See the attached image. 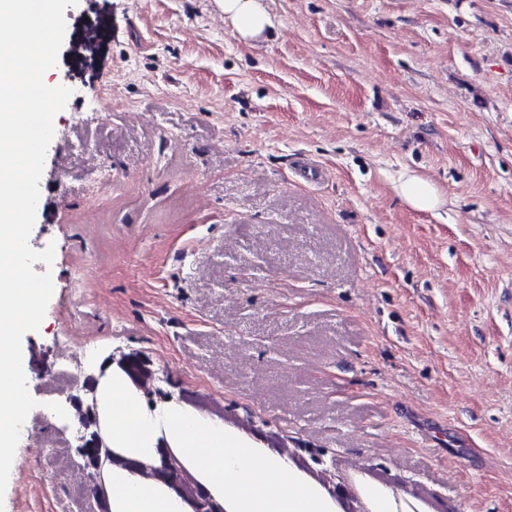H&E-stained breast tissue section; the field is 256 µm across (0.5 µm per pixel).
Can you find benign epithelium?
<instances>
[{"mask_svg": "<svg viewBox=\"0 0 512 512\" xmlns=\"http://www.w3.org/2000/svg\"><path fill=\"white\" fill-rule=\"evenodd\" d=\"M82 372L84 393L68 397V417L77 427V467L85 476L93 512H112V475L117 472L164 490L176 502L179 512H231L221 493L193 469L166 434L157 437L147 455L112 446L98 398L101 382L112 375L120 376L137 393L147 397L149 411L155 412L185 402L183 397L165 388L169 384L167 375L150 369L139 358L117 357L112 353L84 366ZM262 451L285 464L290 459L301 462L304 471L318 481L331 502L343 507L342 512H372V495L363 482L365 470L355 468L338 476L336 456L328 458L325 452L310 449L306 459L284 441L271 443Z\"/></svg>", "mask_w": 512, "mask_h": 512, "instance_id": "obj_1", "label": "benign epithelium"}]
</instances>
